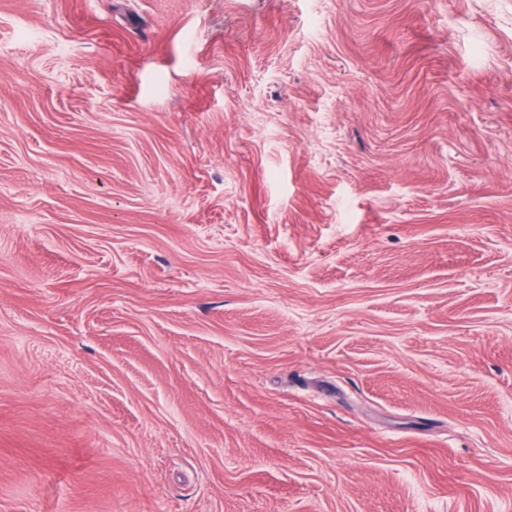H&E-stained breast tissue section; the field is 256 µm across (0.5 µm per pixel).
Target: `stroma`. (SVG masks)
<instances>
[{"instance_id":"stroma-1","label":"stroma","mask_w":512,"mask_h":512,"mask_svg":"<svg viewBox=\"0 0 512 512\" xmlns=\"http://www.w3.org/2000/svg\"><path fill=\"white\" fill-rule=\"evenodd\" d=\"M0 512H512V0H0Z\"/></svg>"}]
</instances>
